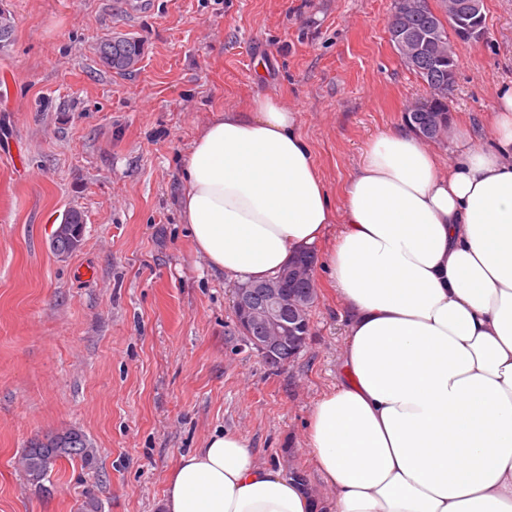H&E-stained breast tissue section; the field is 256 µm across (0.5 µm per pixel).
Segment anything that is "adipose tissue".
I'll list each match as a JSON object with an SVG mask.
<instances>
[{
    "instance_id": "obj_1",
    "label": "adipose tissue",
    "mask_w": 512,
    "mask_h": 512,
    "mask_svg": "<svg viewBox=\"0 0 512 512\" xmlns=\"http://www.w3.org/2000/svg\"><path fill=\"white\" fill-rule=\"evenodd\" d=\"M490 142L455 159L404 124L370 141L334 208L295 112L274 97L208 121L180 210L196 254L241 283L341 230L325 268L345 302L335 391L307 446L336 512H512V87ZM307 486L212 435L180 457L164 512H311Z\"/></svg>"
}]
</instances>
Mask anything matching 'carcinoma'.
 Returning a JSON list of instances; mask_svg holds the SVG:
<instances>
[{
    "instance_id": "obj_1",
    "label": "carcinoma",
    "mask_w": 512,
    "mask_h": 512,
    "mask_svg": "<svg viewBox=\"0 0 512 512\" xmlns=\"http://www.w3.org/2000/svg\"><path fill=\"white\" fill-rule=\"evenodd\" d=\"M99 55L102 63L118 72L129 71L128 65L138 63L141 49L139 43L130 37H113L101 41ZM413 71L438 92V101L447 104L448 92L453 83L448 81V65H441L433 58L420 63ZM66 229L52 239L54 251L68 253L79 245L84 233L82 214L72 211L65 219ZM80 457L90 464L94 459L92 448L83 433L77 429L48 437L42 441L30 443L19 457V466L27 481L35 486L49 478L52 468L62 459Z\"/></svg>"
}]
</instances>
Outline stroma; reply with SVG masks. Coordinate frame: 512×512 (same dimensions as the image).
<instances>
[{
    "label": "stroma",
    "mask_w": 512,
    "mask_h": 512,
    "mask_svg": "<svg viewBox=\"0 0 512 512\" xmlns=\"http://www.w3.org/2000/svg\"><path fill=\"white\" fill-rule=\"evenodd\" d=\"M140 2L0 0V512H161L180 457L223 430L330 505L306 434L338 384L344 303L316 267L309 342L270 370L233 334L234 281L193 250L182 168L207 121L275 95L338 209L371 137L428 88L389 41L392 0ZM484 14L486 41L455 44L447 100L481 139L512 86V0ZM120 34L142 47L126 75L97 52ZM73 210L83 240L61 255L52 235ZM70 428L93 465L64 460L31 485L23 449Z\"/></svg>",
    "instance_id": "35a3bbf8"
}]
</instances>
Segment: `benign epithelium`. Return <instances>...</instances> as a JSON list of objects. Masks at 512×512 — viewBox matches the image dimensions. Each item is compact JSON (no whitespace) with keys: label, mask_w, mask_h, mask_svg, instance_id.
Segmentation results:
<instances>
[{"label":"benign epithelium","mask_w":512,"mask_h":512,"mask_svg":"<svg viewBox=\"0 0 512 512\" xmlns=\"http://www.w3.org/2000/svg\"><path fill=\"white\" fill-rule=\"evenodd\" d=\"M484 0H443L441 7L431 0H393L392 22L388 26L389 40L408 66H413L421 53L431 45H444L448 62L454 60L457 41L475 46L487 39ZM413 11H429L446 29L433 25L421 32L408 29L406 18ZM431 97L421 100L411 112L410 120L416 131L428 142L441 135L439 121L432 115ZM316 262L305 253L288 262L287 269L274 280L249 288L234 289V318L240 335L264 363L279 362L282 348H288V360H293L308 343L310 326L308 313L314 305L317 290L303 283L313 282Z\"/></svg>","instance_id":"obj_1"}]
</instances>
